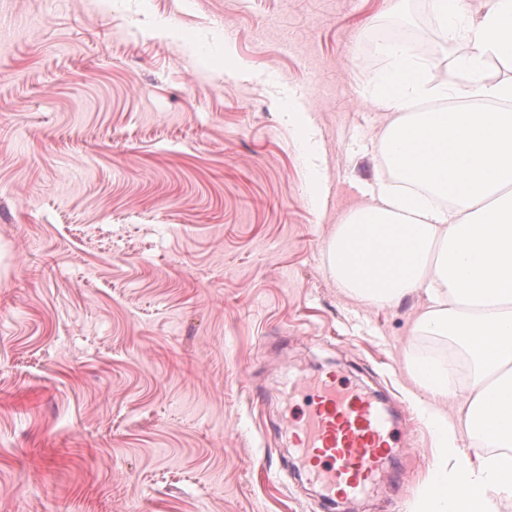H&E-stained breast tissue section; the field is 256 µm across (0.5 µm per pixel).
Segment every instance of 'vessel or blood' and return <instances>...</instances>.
<instances>
[{
	"label": "vessel or blood",
	"instance_id": "1",
	"mask_svg": "<svg viewBox=\"0 0 512 512\" xmlns=\"http://www.w3.org/2000/svg\"><path fill=\"white\" fill-rule=\"evenodd\" d=\"M311 391L297 441L306 472L326 502L359 496L385 471L393 449L407 443V434L375 397L335 376Z\"/></svg>",
	"mask_w": 512,
	"mask_h": 512
}]
</instances>
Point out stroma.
<instances>
[{
	"label": "stroma",
	"instance_id": "stroma-1",
	"mask_svg": "<svg viewBox=\"0 0 512 512\" xmlns=\"http://www.w3.org/2000/svg\"><path fill=\"white\" fill-rule=\"evenodd\" d=\"M393 23L435 80L471 51L429 0H0V512H406L436 438L405 354L447 347L326 253L383 177ZM331 372L414 440L332 509L285 385Z\"/></svg>",
	"mask_w": 512,
	"mask_h": 512
}]
</instances>
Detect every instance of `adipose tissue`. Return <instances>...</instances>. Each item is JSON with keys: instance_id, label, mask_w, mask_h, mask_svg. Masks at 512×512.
Segmentation results:
<instances>
[{"instance_id": "obj_1", "label": "adipose tissue", "mask_w": 512, "mask_h": 512, "mask_svg": "<svg viewBox=\"0 0 512 512\" xmlns=\"http://www.w3.org/2000/svg\"><path fill=\"white\" fill-rule=\"evenodd\" d=\"M432 5L471 53L437 81L407 45L388 42L380 50L391 64L373 78L377 97L402 114L380 141L381 163L413 191L379 186L337 225L326 251L337 283L363 304L420 296L414 335L449 341L467 362L461 387L447 360L406 357L437 440L432 479L408 512H502L512 504V83L486 80L483 61L512 59V0H490L477 17L463 0ZM457 97L508 108L414 109Z\"/></svg>"}]
</instances>
